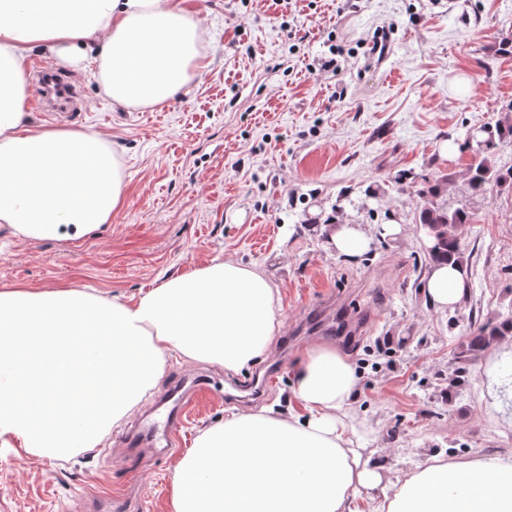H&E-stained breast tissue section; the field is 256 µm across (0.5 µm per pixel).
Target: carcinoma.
I'll return each instance as SVG.
<instances>
[{"instance_id": "1", "label": "carcinoma", "mask_w": 512, "mask_h": 512, "mask_svg": "<svg viewBox=\"0 0 512 512\" xmlns=\"http://www.w3.org/2000/svg\"><path fill=\"white\" fill-rule=\"evenodd\" d=\"M511 137V122L500 121L487 125V130L483 131L485 145L474 149L464 203L455 206L441 199V191L437 187L420 194L417 219L426 235L434 239L433 250L429 252L431 260L452 259L461 265L465 264L460 250V238L466 226L473 221L474 204L485 200L488 187L512 181V169L503 173L490 162V155L497 142ZM510 334L512 319L499 323L489 320L478 327L475 336L466 344L467 353L473 355L481 352L493 345L499 337Z\"/></svg>"}]
</instances>
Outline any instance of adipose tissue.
Instances as JSON below:
<instances>
[{
    "label": "adipose tissue",
    "instance_id": "adipose-tissue-1",
    "mask_svg": "<svg viewBox=\"0 0 512 512\" xmlns=\"http://www.w3.org/2000/svg\"><path fill=\"white\" fill-rule=\"evenodd\" d=\"M204 34L183 0H0V224L27 239L79 238L123 204L121 164L91 129L29 123L27 63L82 65L112 103L173 98L201 69ZM438 309L467 295L464 268L432 264ZM282 328L279 290L221 256L134 300L72 286L0 288V447L60 458L96 448L153 389L169 352L239 372ZM335 347L308 350L296 407L238 413L200 431L173 474L172 512H512V458L439 456L392 483L343 417L358 385Z\"/></svg>",
    "mask_w": 512,
    "mask_h": 512
}]
</instances>
